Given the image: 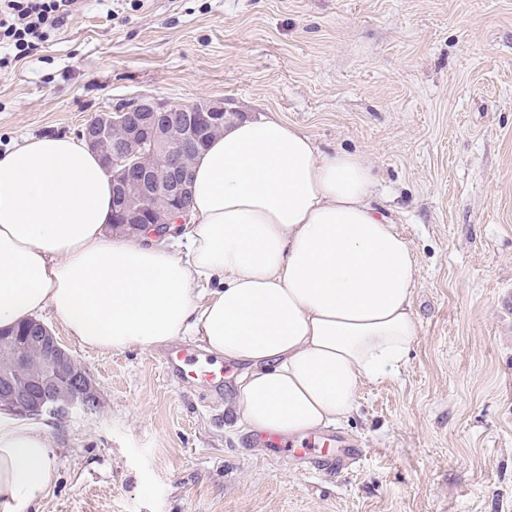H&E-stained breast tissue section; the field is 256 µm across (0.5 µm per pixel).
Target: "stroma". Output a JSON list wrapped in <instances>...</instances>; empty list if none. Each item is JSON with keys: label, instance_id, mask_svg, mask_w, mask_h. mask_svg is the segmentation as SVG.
<instances>
[{"label": "stroma", "instance_id": "obj_1", "mask_svg": "<svg viewBox=\"0 0 512 512\" xmlns=\"http://www.w3.org/2000/svg\"><path fill=\"white\" fill-rule=\"evenodd\" d=\"M152 96L201 98L363 154L417 263L418 335L367 385L338 471L249 443L163 348L62 347L100 408L44 416L54 485L24 512H512V0H82L0 68V152Z\"/></svg>", "mask_w": 512, "mask_h": 512}]
</instances>
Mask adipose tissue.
Listing matches in <instances>:
<instances>
[{
    "label": "adipose tissue",
    "mask_w": 512,
    "mask_h": 512,
    "mask_svg": "<svg viewBox=\"0 0 512 512\" xmlns=\"http://www.w3.org/2000/svg\"><path fill=\"white\" fill-rule=\"evenodd\" d=\"M375 185L365 156L322 152L280 118L230 122L194 160L176 246L147 245L110 230L112 178L83 140L25 137L0 154V329L48 310L101 352L188 336L245 363L239 424L339 426L418 334L415 256ZM52 448L0 416V512L54 484Z\"/></svg>",
    "instance_id": "1"
}]
</instances>
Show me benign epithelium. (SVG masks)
Wrapping results in <instances>:
<instances>
[{
  "label": "benign epithelium",
  "instance_id": "7a95c632",
  "mask_svg": "<svg viewBox=\"0 0 512 512\" xmlns=\"http://www.w3.org/2000/svg\"><path fill=\"white\" fill-rule=\"evenodd\" d=\"M242 118L222 99L177 107L144 96L88 119L79 136L112 174L113 229L159 241L189 223L191 160L212 131ZM158 198L165 207L152 206ZM4 347L11 364L0 367V412L38 419L52 411L87 414L98 403L87 372L74 370L70 354L41 321H32L24 336L0 334Z\"/></svg>",
  "mask_w": 512,
  "mask_h": 512
}]
</instances>
